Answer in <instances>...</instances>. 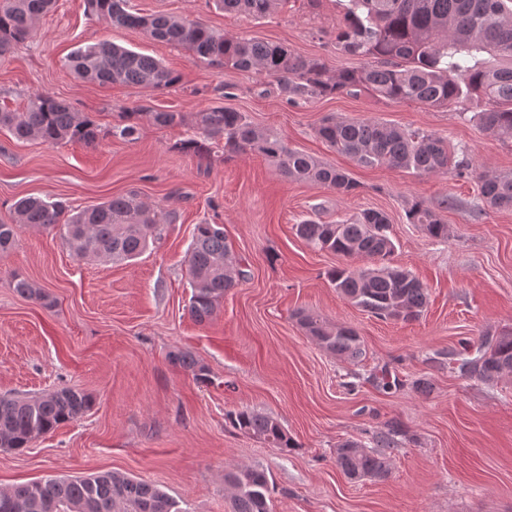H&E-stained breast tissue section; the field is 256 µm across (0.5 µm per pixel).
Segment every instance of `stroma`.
<instances>
[{
    "label": "stroma",
    "instance_id": "obj_1",
    "mask_svg": "<svg viewBox=\"0 0 512 512\" xmlns=\"http://www.w3.org/2000/svg\"><path fill=\"white\" fill-rule=\"evenodd\" d=\"M148 15L201 22L229 37L282 43L321 59L329 74L357 69L336 49L340 0H287L266 18L227 14L213 0H130ZM111 41L153 56L179 74L168 89L85 83L65 66L79 47ZM45 93L89 115L104 135L92 146L19 140L0 130V221L21 197L95 205L130 191L172 212L160 243L131 263H85L53 229L20 226L0 256V395L39 396L75 387L93 399L79 419L30 448H0V490L49 476L106 471L160 485L182 512H233L227 467H259L275 490V512H512V376L494 385L430 362L485 331L512 329V209L483 205L476 177L361 167L316 134L323 118L376 119L466 144L477 170L512 174V139L497 138L472 115L478 105L396 102L367 93L289 100L272 78L197 60L138 29L114 28L85 0H56L32 36L0 57V107L23 109ZM222 105L245 113L289 146L345 170L350 195L289 179L255 152L210 158L176 150L196 132L194 116ZM182 113V124L141 122L136 140L111 136L123 109ZM452 199L440 209L442 199ZM439 208L448 238L409 223L414 200ZM365 209L383 211L396 244L394 265L428 288L421 317L381 320L345 299L327 279L342 257L309 247L295 226L308 217L336 223ZM223 224L244 277L213 319L195 323L187 253L202 221ZM22 275L51 306L17 295ZM305 311L357 329L366 350L352 363L321 348L300 327ZM192 352L208 369L196 381L168 355ZM390 368L391 391L374 374ZM428 379L430 393L413 383ZM244 408L277 418L295 448H272L232 427ZM403 434L383 479L353 480L336 447L371 446L389 422Z\"/></svg>",
    "mask_w": 512,
    "mask_h": 512
}]
</instances>
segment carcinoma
Returning a JSON list of instances; mask_svg holds the SVG:
<instances>
[{"mask_svg":"<svg viewBox=\"0 0 512 512\" xmlns=\"http://www.w3.org/2000/svg\"><path fill=\"white\" fill-rule=\"evenodd\" d=\"M281 0H215L226 13H246L256 19L269 15ZM54 0H0V48L25 41L37 20L48 13ZM90 13L116 28L141 29L152 39L180 46L194 59L214 66L277 79L291 98L308 94L358 95L417 102L429 107L451 106L463 99L484 102L474 113L488 132L512 138V0H345L344 22L336 31V49L364 60L355 70L327 74L318 58L293 54L278 43L249 38H229L186 17L141 15L131 11L128 0H87ZM74 74L101 86L113 84L164 89L180 76L159 60L110 41L80 47L66 60ZM123 123L111 134L133 140L143 120L158 126L184 122L180 112L138 107L122 113ZM200 136L175 148L201 158L212 145L224 141V155L259 152L287 178L323 184L347 195L357 183L345 172L292 149L276 133L260 130L247 116L224 106H210L195 114ZM19 140L39 139L49 145L68 142L95 144L101 128L63 100L36 94L22 112L0 109V129ZM318 136L337 152L363 167L386 166L420 174L458 175L472 171L469 149L451 146L432 133L390 125L375 119L327 118ZM479 194L492 209L512 208V174L477 173ZM14 219L0 221V256L16 245L21 225L52 228L72 255L85 261L113 263L139 258L161 238L162 225L171 213L143 202L129 193L70 212L59 202L24 197L13 208ZM411 224L431 238H448V225L435 209L415 201L407 211ZM296 234L313 248L345 259L364 258L369 266L354 270L346 265L327 272L336 290L354 305L382 320L408 322L419 318L427 303V288L410 271L392 265L396 245L387 215L363 210L347 220L325 224L307 219L296 225ZM232 248L224 225L204 221L195 225L188 257L191 287L190 316L208 322L224 294L238 285L228 271ZM14 290L27 298L51 305L50 296L27 279L17 277ZM296 318L306 334L326 351L360 362L366 355L355 329L304 312ZM169 361L200 382L208 370L184 350L169 353ZM429 362L456 373L493 384L512 374V332L482 333L463 343L462 350L437 353ZM84 391L65 387L27 398L0 396V448L23 450L74 421L92 406ZM232 426L273 447L288 450L295 442L274 417L241 409L230 415ZM399 425L391 422L367 448L345 440L336 448V465L352 479H382L388 460L397 448ZM224 482L233 489V512H273L272 483L259 468H232ZM0 512H181L178 502L161 487L115 472L83 477H50L0 491Z\"/></svg>","mask_w":512,"mask_h":512,"instance_id":"1","label":"carcinoma"}]
</instances>
